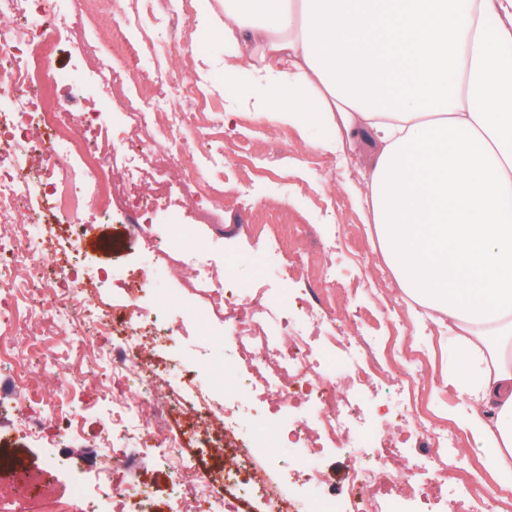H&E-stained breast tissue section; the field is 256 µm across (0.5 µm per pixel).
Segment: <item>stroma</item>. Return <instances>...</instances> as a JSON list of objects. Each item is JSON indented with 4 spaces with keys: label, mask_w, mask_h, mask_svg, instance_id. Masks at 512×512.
Returning <instances> with one entry per match:
<instances>
[{
    "label": "stroma",
    "mask_w": 512,
    "mask_h": 512,
    "mask_svg": "<svg viewBox=\"0 0 512 512\" xmlns=\"http://www.w3.org/2000/svg\"><path fill=\"white\" fill-rule=\"evenodd\" d=\"M151 0H145L143 25L130 30L129 36L140 49V65L137 78H129L123 69H115L111 96L100 95L97 83L90 76V66L79 55L76 44L62 38L51 68L58 73L78 76L82 95L68 107L71 115H79L87 108L95 107L102 114L98 125L88 127L75 123V131L86 139L88 145H96L104 138H111L114 152H122L124 143L112 134L121 112L126 109V96L141 94L145 98H157L169 109L177 110L181 101L176 91L157 84L160 70L183 73L194 78L200 93L207 98L213 112H227L235 108L229 127L224 130L225 143L249 142L257 151L277 149L282 157V176L258 181L247 196L225 203L223 207L224 251L229 257L225 266V278L242 288H283L289 294L302 293V284L296 272L287 276L268 277L260 272L255 258L262 246L251 239L247 226L256 215L264 212L273 201H280L289 215L302 219L307 225V235L313 246L322 252L336 271V298L343 311L341 320L344 332L352 336H388L401 330L404 336L413 334L406 297H399L394 308L393 324L377 323L372 315L376 298L368 294L363 285L382 269L384 263L372 245L371 227L365 224L355 206V196L361 188V178L352 165L338 163L334 154L312 150L311 141L324 136V129L315 126L279 124L271 120L256 122L248 101L261 93L252 87L250 93L239 90L240 85L250 84L255 63L250 55L227 56L224 50V33L215 22L202 21L196 11L181 17L180 25L188 29L191 44L179 40L176 32H155ZM232 64V71H225V64ZM136 216L143 223H159L158 215L131 208L129 214L104 218L92 205H84L80 214L69 210L54 211L51 220L59 235H66L73 221L93 225L96 236L103 238V245L85 248L78 259V266L85 277L91 278L102 295L112 299L114 305L125 302L121 290L112 288L105 273L112 268L125 270L133 283H141L143 249L140 241L127 235L125 225L129 216ZM354 229L362 248L349 252L345 233ZM198 343L196 334H189L179 341H167L155 347L150 357L158 369L172 368L181 375L175 385L183 404H192L197 387L206 384L211 370L205 367L203 358L195 353ZM456 344L447 331L434 333L428 340H415L412 357L425 373L424 385L407 383V390L417 391L429 414L432 425L455 430L459 446L452 455L457 470L467 475L477 487L499 489L505 482H512V469L489 472L474 450L471 435L458 429L453 418L459 403L451 383L454 376ZM393 387L380 388L359 403L361 415L358 424L365 426L379 444H387L390 436L384 425ZM238 419V438L245 444H253L259 430L272 424L264 405L258 397L247 392L235 395L229 402ZM104 411L85 415L84 434L71 441L63 453L78 463L82 474L95 472L100 449L92 445L100 430ZM0 448L11 449L32 469L41 470L54 458L52 448H40L31 441L23 427L22 410L17 405L14 391V368L10 363H0ZM358 459L350 451L336 449L320 457L315 464V479L306 483L294 474L287 460L274 458L267 469L273 481L294 495L301 496L326 486L336 491L345 490L351 481ZM115 482L148 488L158 512H166L172 496L169 465L143 448L131 449L122 465L113 470Z\"/></svg>",
    "instance_id": "stroma-1"
}]
</instances>
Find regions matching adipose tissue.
Here are the masks:
<instances>
[{
	"instance_id": "adipose-tissue-1",
	"label": "adipose tissue",
	"mask_w": 512,
	"mask_h": 512,
	"mask_svg": "<svg viewBox=\"0 0 512 512\" xmlns=\"http://www.w3.org/2000/svg\"><path fill=\"white\" fill-rule=\"evenodd\" d=\"M224 42L258 59V120L361 143L356 205L412 300L415 331L459 343V424L512 463V0H224Z\"/></svg>"
}]
</instances>
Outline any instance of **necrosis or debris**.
<instances>
[{
	"label": "necrosis or debris",
	"instance_id": "4bbe7bcc",
	"mask_svg": "<svg viewBox=\"0 0 512 512\" xmlns=\"http://www.w3.org/2000/svg\"><path fill=\"white\" fill-rule=\"evenodd\" d=\"M57 0H0V18L23 17V35L0 30V252L14 261L40 267L55 262L65 269L90 232L87 224L74 225L68 248H60L45 207H60L62 200L84 203L92 199L101 215L122 208L117 182H131L150 173L179 168L182 186L193 195L224 192L225 164H239L243 153L225 150V164H201L195 156L178 151L181 141L204 144L223 141L224 123L207 112L195 96V84L186 76L178 86L189 105L185 112L164 111L158 103L129 102L124 115L128 133L139 143L130 148L126 164H117L111 147L91 150L71 133L65 111L78 94L71 77L52 72L47 62L63 33L88 19L112 33L107 53H99L94 41L81 38L84 52L96 57L95 76L100 88L112 89V67L134 69L139 49L128 36L139 22L137 0H74L72 17H61ZM37 118L46 138L32 141L24 130L29 118ZM252 237L262 240L265 269L280 273L287 260L305 272L309 285L306 307L294 310L287 294L263 288L247 290L225 286L224 261L214 238L183 235L175 221L164 224H128L129 235L143 243V272L154 284L158 304L181 308L197 330L212 323L224 325V338L208 344V359L223 363L225 343H232L244 368L242 389L262 397L268 413L278 417L277 430L260 447L235 443L236 421L227 406L215 403L211 394L198 390L196 401L184 408V426L170 427L165 418L176 406L174 395H160L163 373L147 360L144 349L157 341L142 309L141 295L124 271L111 270L113 287L125 294L121 311L104 301L92 282L70 277L68 292L51 288H17L9 266L0 265V357L11 359L18 403L25 412L24 428L41 446L58 448L81 431L82 411L109 404L111 411L95 441L102 462L95 480L77 477L72 462L53 464L67 480L65 491L49 495L48 478L10 457L0 458V489L9 488L11 512H137L149 493L111 482L110 472L122 460L128 446L138 445L165 459L171 466L174 512H241V496L229 484L234 472L249 474L254 497L264 499L265 512H413L403 494L421 481L435 484L454 502L457 512H489L490 503L478 502L448 459L456 436L418 419L416 431L425 443V459L418 464L401 462L394 449H378L371 433L357 430L351 413L355 391L377 386L384 362L399 363L396 345L389 336L344 339L335 333L330 293L335 272L318 261L304 244V225L293 224L287 212L273 210L250 224ZM67 327L71 354H86L87 374L93 381L82 389V408L74 410L63 399L39 394L32 385L33 367H52L64 388L74 387L68 357L56 354L32 360L26 342ZM328 337H320V330ZM109 358V372H97V362ZM400 365L403 376L422 378V370ZM345 388H338L337 379ZM317 387L318 405H310L299 393L301 383ZM138 393H131V386ZM224 419V436L232 440V452L224 457V470L204 466L203 453L210 432L207 423ZM356 454L359 466L344 495L326 490L313 499L287 495L272 482L262 455L288 452L300 473L309 475L313 465L336 445Z\"/></svg>",
	"mask_w": 512,
	"mask_h": 512
}]
</instances>
